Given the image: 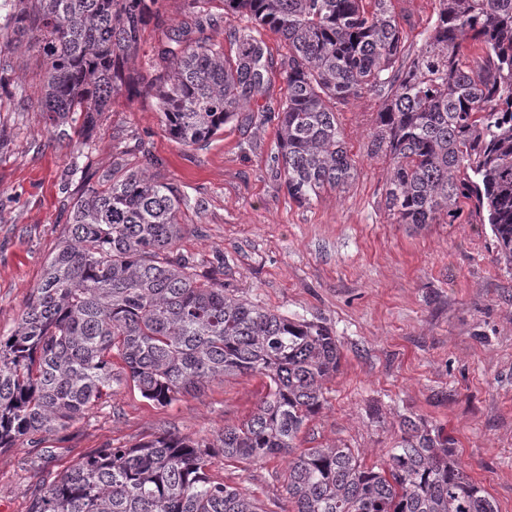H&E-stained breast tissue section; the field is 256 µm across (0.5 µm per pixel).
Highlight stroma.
I'll return each mask as SVG.
<instances>
[{"label":"stroma","mask_w":512,"mask_h":512,"mask_svg":"<svg viewBox=\"0 0 512 512\" xmlns=\"http://www.w3.org/2000/svg\"><path fill=\"white\" fill-rule=\"evenodd\" d=\"M405 51L417 53L438 0H393ZM221 0L193 9L160 0L131 63V94L85 125L38 111L39 57L0 55V333H9L60 245L71 204L115 164L145 168L178 189L186 232L174 259L215 276L251 302L328 327L341 344L336 378L303 429L299 448H355L383 465L405 421L455 448L464 472L512 512V270L496 259L488 225L471 204L452 224H397L385 202L388 156L368 144L382 102L364 92L338 105L356 175L308 204L277 174V114L226 125L192 149L165 130L146 86L167 73L158 53L171 30L223 40ZM66 138H59V131ZM265 388L229 377L160 405L129 380L64 430L0 451V512H29L39 481L103 448H131L164 433L211 441L245 420ZM210 476L254 497L262 512H293L288 461L228 462Z\"/></svg>","instance_id":"stroma-1"}]
</instances>
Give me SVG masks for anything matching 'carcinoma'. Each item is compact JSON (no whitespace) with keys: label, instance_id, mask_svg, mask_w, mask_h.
<instances>
[{"label":"carcinoma","instance_id":"carcinoma-1","mask_svg":"<svg viewBox=\"0 0 512 512\" xmlns=\"http://www.w3.org/2000/svg\"><path fill=\"white\" fill-rule=\"evenodd\" d=\"M159 0H0L16 40L43 58L40 112L91 119L131 91L128 61ZM224 41L177 34L161 49L166 79L149 90L171 137L201 147L259 101L273 61L261 31L287 52L278 110L279 176L300 204L342 189L354 164L336 107L363 91L382 100L368 150L391 159L386 207L396 224L451 223L465 201L490 226L512 269V0H438L436 20L407 58L392 0H223ZM246 14L255 28L237 27ZM182 198L148 170L120 168L76 199L58 250L15 328L0 334V449L69 425L118 381L112 357L158 404L229 375L266 394L217 443L164 434L102 448L35 490L30 512H262L211 479L209 447L236 462L288 458L293 512H498L448 443L410 434L381 467L349 448L296 440L339 371L325 326L256 306L201 282L168 253L182 237Z\"/></svg>","mask_w":512,"mask_h":512}]
</instances>
